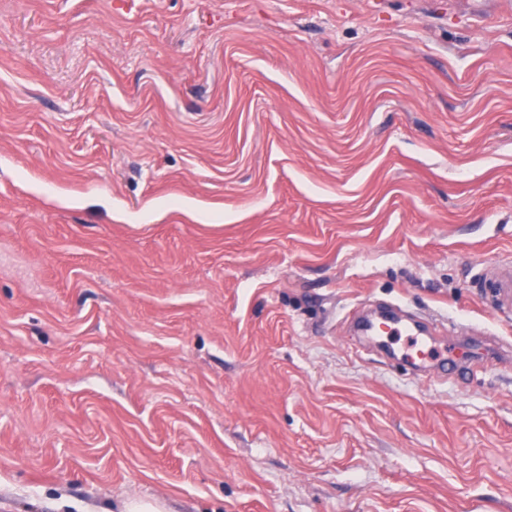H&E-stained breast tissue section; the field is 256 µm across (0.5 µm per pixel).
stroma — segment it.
<instances>
[{"instance_id":"1","label":"stroma","mask_w":512,"mask_h":512,"mask_svg":"<svg viewBox=\"0 0 512 512\" xmlns=\"http://www.w3.org/2000/svg\"><path fill=\"white\" fill-rule=\"evenodd\" d=\"M492 263L512 0H0V512H512Z\"/></svg>"}]
</instances>
